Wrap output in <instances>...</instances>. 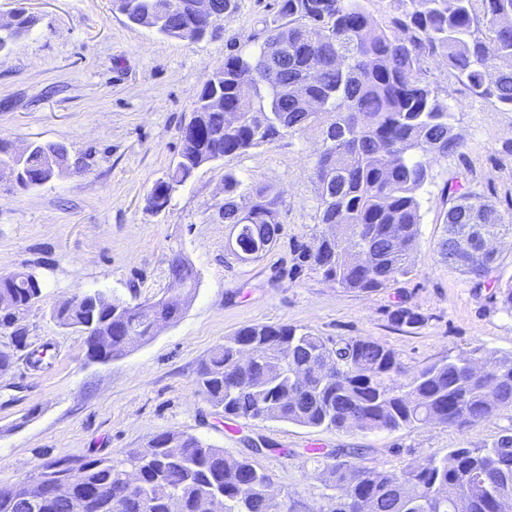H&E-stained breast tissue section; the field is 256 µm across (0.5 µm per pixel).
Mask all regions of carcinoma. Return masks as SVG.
<instances>
[{"label":"carcinoma","instance_id":"carcinoma-1","mask_svg":"<svg viewBox=\"0 0 512 512\" xmlns=\"http://www.w3.org/2000/svg\"><path fill=\"white\" fill-rule=\"evenodd\" d=\"M193 0H117L133 25L144 23L166 38L198 41L207 19L192 15ZM389 33L359 0H279L284 24L266 27L254 52L237 50L213 69L194 93L192 130L180 141L178 165L151 193L169 202L202 165L271 143L285 132L322 125L323 150L314 166L321 223L333 228L299 247L303 265L351 292L389 288L413 272L421 223L416 192L429 180L437 156L457 152L454 113L420 77V61L441 55L480 95L512 108V0H408ZM35 20L22 11L0 31V49L23 38ZM23 188L66 176L79 167L56 143H30ZM440 255L472 277L475 287L496 284L502 308L512 313V279L501 283L496 255L452 256L453 243L512 235V210L503 213L483 193L452 183ZM278 197L262 186H243L224 174V223L255 259L271 250L279 232ZM180 285L177 307L158 299L130 304L91 294L60 305L53 319L84 334H112L98 351L118 359L149 342L156 331L149 314L178 319L196 295L197 275L188 259L168 262ZM43 284L23 272L0 273V327L10 328L31 367L50 357V346L28 348L19 318L38 301ZM391 320L420 325L424 317L398 306ZM257 345L248 367L243 345ZM405 381H398L399 377ZM198 391L224 416L277 420L312 428L374 433L416 424L463 426L512 408V355L475 348L408 373L396 352L370 338H327L288 324L246 326L214 347L195 379ZM140 458L89 457L80 483L65 485L66 470L51 473L61 484L53 501L13 507L0 496V512H69L68 501L115 486L135 472L138 485L121 512H197L204 494L224 499V512H291L264 491L269 476L196 436L169 430L152 439ZM323 481L336 491L330 512H504L512 502V435L488 448H456L444 458L400 473L336 461ZM465 506L458 509L456 504Z\"/></svg>","mask_w":512,"mask_h":512}]
</instances>
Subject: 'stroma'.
<instances>
[{"instance_id": "35a3bbf8", "label": "stroma", "mask_w": 512, "mask_h": 512, "mask_svg": "<svg viewBox=\"0 0 512 512\" xmlns=\"http://www.w3.org/2000/svg\"><path fill=\"white\" fill-rule=\"evenodd\" d=\"M20 9L36 24L0 52V138L19 147L64 143L82 167L27 191L0 182V273L38 274L42 295L19 325L32 345L52 346L44 368L29 367L18 350L0 372V485L34 475L52 458L77 464L93 451L120 458L176 430L252 461L291 512H329L327 464L398 473L512 434L510 409L462 429L418 425L371 434L228 419L195 386L215 346L260 323L370 338L411 369L478 347L512 354V314L494 288H474L438 253L448 183L490 194L501 211L512 208L511 109L475 93L442 56L422 59L421 77L452 106L463 146L436 157L417 192L411 276L376 292H347L295 260L298 244L327 231L313 178L320 125L203 165L162 211L146 204L177 156L194 91L231 48H259L277 0H238L236 12L199 42L129 24L112 0H0L2 16ZM229 171L280 196L279 238L256 259L238 260L230 250L232 227L222 216ZM176 250L199 274L196 296L177 321L124 357L88 360L81 333L52 319L60 303L86 292L129 302L176 294L167 276ZM400 305L420 312L424 324H392L389 313Z\"/></svg>"}]
</instances>
